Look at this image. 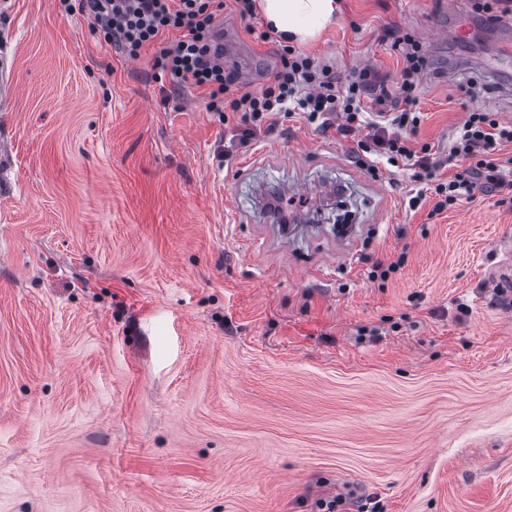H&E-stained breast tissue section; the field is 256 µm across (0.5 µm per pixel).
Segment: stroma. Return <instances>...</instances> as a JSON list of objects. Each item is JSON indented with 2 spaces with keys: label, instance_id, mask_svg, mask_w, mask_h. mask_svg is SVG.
Here are the masks:
<instances>
[{
  "label": "stroma",
  "instance_id": "35a3bbf8",
  "mask_svg": "<svg viewBox=\"0 0 512 512\" xmlns=\"http://www.w3.org/2000/svg\"><path fill=\"white\" fill-rule=\"evenodd\" d=\"M444 2L337 0L305 49L389 84L386 31L416 35L445 178L467 111L512 123V57ZM218 21L260 89L278 42ZM235 126L162 104L151 52L81 12L0 0V512H512V202L432 217L335 128L281 115L228 154Z\"/></svg>",
  "mask_w": 512,
  "mask_h": 512
}]
</instances>
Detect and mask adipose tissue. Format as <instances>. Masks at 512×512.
<instances>
[{
  "label": "adipose tissue",
  "mask_w": 512,
  "mask_h": 512,
  "mask_svg": "<svg viewBox=\"0 0 512 512\" xmlns=\"http://www.w3.org/2000/svg\"><path fill=\"white\" fill-rule=\"evenodd\" d=\"M266 22L295 42L315 39L336 14V0H257Z\"/></svg>",
  "instance_id": "adipose-tissue-1"
}]
</instances>
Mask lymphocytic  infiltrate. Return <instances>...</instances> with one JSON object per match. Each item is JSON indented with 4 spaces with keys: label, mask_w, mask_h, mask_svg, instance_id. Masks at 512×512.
<instances>
[{
    "label": "lymphocytic infiltrate",
    "mask_w": 512,
    "mask_h": 512,
    "mask_svg": "<svg viewBox=\"0 0 512 512\" xmlns=\"http://www.w3.org/2000/svg\"><path fill=\"white\" fill-rule=\"evenodd\" d=\"M64 10L85 14L100 42L117 45L130 57L152 51L162 102L184 93H199L211 112L238 116L230 144L248 146L269 133V119L284 112H301L310 122L336 117L341 136L359 135L358 147L368 154L371 173L380 167L403 165L419 182L410 209L433 200L439 214L472 200L476 192L512 189V158L497 157L498 147L512 143V125L492 113L468 112L448 145L453 173L438 178L429 145L414 136L421 122L417 89L428 60L414 35L395 37L393 46L402 67L392 87L378 85L370 69L337 75L318 58L282 47L280 64L269 83L258 91L243 90L242 77L224 58L215 41L216 20L225 5L241 19H253L256 0H58Z\"/></svg>",
    "instance_id": "1"
}]
</instances>
